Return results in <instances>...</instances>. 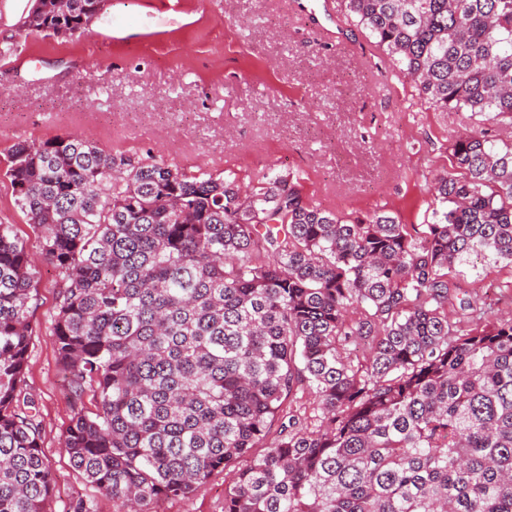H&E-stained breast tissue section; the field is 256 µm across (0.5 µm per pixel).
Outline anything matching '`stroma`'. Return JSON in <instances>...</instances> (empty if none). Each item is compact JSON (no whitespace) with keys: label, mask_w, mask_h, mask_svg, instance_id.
Segmentation results:
<instances>
[{"label":"stroma","mask_w":512,"mask_h":512,"mask_svg":"<svg viewBox=\"0 0 512 512\" xmlns=\"http://www.w3.org/2000/svg\"><path fill=\"white\" fill-rule=\"evenodd\" d=\"M364 40L345 0H108L82 36H31L19 65L0 66V169L17 141L77 131L174 169L230 168L250 182L273 167L299 178L316 206L346 219L393 212L421 235L455 140L503 144L512 121L435 108L386 54L366 58ZM0 224L13 225L39 271L26 381L54 484L49 508L67 512L81 496L91 512H115L64 450L71 408L52 332L61 278L2 177ZM454 275L487 319L512 318V267L475 255ZM227 482L214 472L156 510L224 512Z\"/></svg>","instance_id":"1"}]
</instances>
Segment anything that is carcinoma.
Returning a JSON list of instances; mask_svg holds the SVG:
<instances>
[{
	"mask_svg": "<svg viewBox=\"0 0 512 512\" xmlns=\"http://www.w3.org/2000/svg\"><path fill=\"white\" fill-rule=\"evenodd\" d=\"M104 7L41 0L0 53L79 37ZM347 7L434 107L512 118V0ZM452 157L415 237L391 212L322 209L274 168L243 191L82 135L14 143L4 177L62 275L72 467L118 512L217 470L224 512H512V318L462 298V332L448 314L456 265L512 264V145L466 134ZM37 283L0 224V512H48L53 491L26 387ZM305 390L314 426L283 407Z\"/></svg>",
	"mask_w": 512,
	"mask_h": 512,
	"instance_id": "carcinoma-1",
	"label": "carcinoma"
}]
</instances>
